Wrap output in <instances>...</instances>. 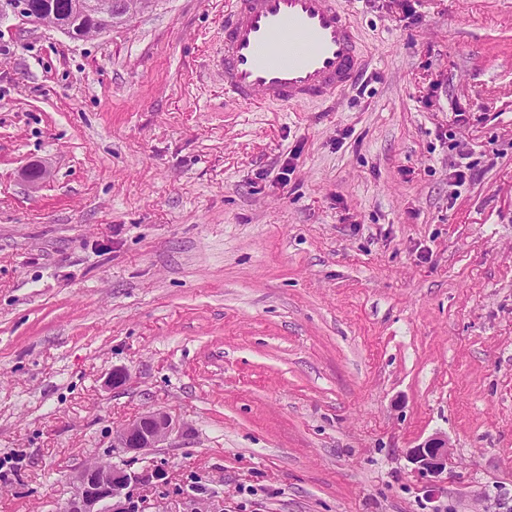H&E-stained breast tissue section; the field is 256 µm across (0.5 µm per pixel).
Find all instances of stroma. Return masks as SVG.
Returning a JSON list of instances; mask_svg holds the SVG:
<instances>
[{
    "label": "stroma",
    "mask_w": 512,
    "mask_h": 512,
    "mask_svg": "<svg viewBox=\"0 0 512 512\" xmlns=\"http://www.w3.org/2000/svg\"><path fill=\"white\" fill-rule=\"evenodd\" d=\"M342 3L366 71L291 109L225 99V0L0 19V512L95 463L146 512H512V0ZM55 20L60 28H65L74 38L88 37L90 21L100 0H52ZM81 5V10L74 8ZM173 428L172 420L168 415L147 412L118 432V445L129 451L157 448L169 438ZM451 454L452 446L448 438L436 434L414 448H410L408 459L419 476L436 478L448 470Z\"/></svg>",
    "instance_id": "1"
}]
</instances>
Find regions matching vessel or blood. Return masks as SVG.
Instances as JSON below:
<instances>
[{
	"label": "vessel or blood",
	"mask_w": 512,
	"mask_h": 512,
	"mask_svg": "<svg viewBox=\"0 0 512 512\" xmlns=\"http://www.w3.org/2000/svg\"><path fill=\"white\" fill-rule=\"evenodd\" d=\"M216 66L238 103L290 108L345 93L363 58L340 0H231Z\"/></svg>",
	"instance_id": "b4317fda"
}]
</instances>
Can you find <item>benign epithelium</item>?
I'll return each instance as SVG.
<instances>
[{"mask_svg": "<svg viewBox=\"0 0 512 512\" xmlns=\"http://www.w3.org/2000/svg\"><path fill=\"white\" fill-rule=\"evenodd\" d=\"M9 13L23 24H42L32 13L31 0H0V16ZM172 431L168 415L147 412L123 427L117 441L129 451L157 448ZM451 454L448 437L437 434L409 449L408 459L419 476L436 478L448 470ZM136 481V476L110 464L89 466L76 476L74 497L64 504L63 512H139V501L128 492Z\"/></svg>", "mask_w": 512, "mask_h": 512, "instance_id": "7a95c632", "label": "benign epithelium"}]
</instances>
